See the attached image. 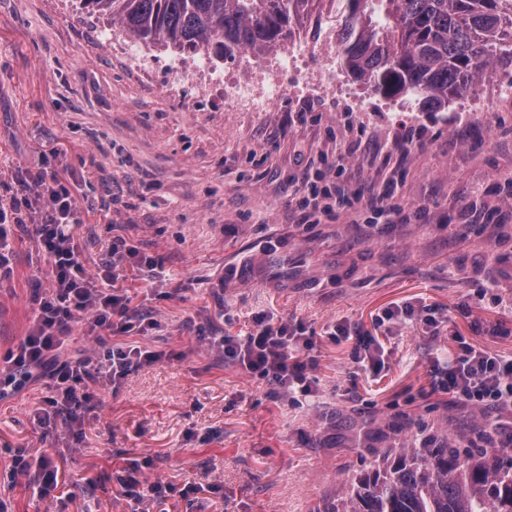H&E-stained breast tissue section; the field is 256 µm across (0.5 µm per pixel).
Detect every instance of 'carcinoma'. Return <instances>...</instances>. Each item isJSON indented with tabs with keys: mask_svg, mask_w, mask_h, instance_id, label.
<instances>
[{
	"mask_svg": "<svg viewBox=\"0 0 512 512\" xmlns=\"http://www.w3.org/2000/svg\"><path fill=\"white\" fill-rule=\"evenodd\" d=\"M137 41L226 61L264 54L315 0H82ZM346 73L388 99L437 111L467 94L488 63L512 67V0H342ZM314 512H512V463L490 448L424 436L381 450Z\"/></svg>",
	"mask_w": 512,
	"mask_h": 512,
	"instance_id": "carcinoma-1",
	"label": "carcinoma"
}]
</instances>
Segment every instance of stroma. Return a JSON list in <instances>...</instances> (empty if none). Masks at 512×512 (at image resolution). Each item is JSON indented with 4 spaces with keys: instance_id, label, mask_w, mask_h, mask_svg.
<instances>
[{
    "instance_id": "35a3bbf8",
    "label": "stroma",
    "mask_w": 512,
    "mask_h": 512,
    "mask_svg": "<svg viewBox=\"0 0 512 512\" xmlns=\"http://www.w3.org/2000/svg\"><path fill=\"white\" fill-rule=\"evenodd\" d=\"M336 17L305 14L268 59H210L140 43L80 0H0V205L20 172L47 169L72 189L88 273L124 237L163 263L125 267L119 284L169 351L118 391H95L76 431L47 418L44 381L0 399V501L9 512H158L123 496L118 470L151 460L175 489L206 473L219 492L173 497L170 512H312L375 452L420 434L469 446L486 415L433 391L456 337L512 358V69L491 66L447 110L375 95L344 71ZM288 65H280L281 57ZM276 83L272 110L238 112L224 75ZM340 179L363 200L393 186L421 217L369 225L355 209L303 224L306 176ZM287 269H280V262ZM0 283V356L32 325L52 286L30 227ZM413 305L437 321H383ZM260 312L315 333L316 398L292 403L246 376L204 336L247 332ZM343 321L375 337L385 375L330 339ZM48 456L67 499L11 477L18 449Z\"/></svg>"
}]
</instances>
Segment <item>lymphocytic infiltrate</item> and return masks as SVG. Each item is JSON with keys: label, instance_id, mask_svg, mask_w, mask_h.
I'll return each instance as SVG.
<instances>
[{"label": "lymphocytic infiltrate", "instance_id": "f902f5d3", "mask_svg": "<svg viewBox=\"0 0 512 512\" xmlns=\"http://www.w3.org/2000/svg\"><path fill=\"white\" fill-rule=\"evenodd\" d=\"M351 204L339 184H314L309 197L300 201L297 208L302 223L310 224L317 214ZM35 205L40 211L31 224L51 266L52 287L33 297L30 332L0 357V396L18 392L37 374H45L52 392L48 403L71 428L78 422L80 410L90 403L89 386L118 389L133 370L165 358L162 350L135 342H112L113 336L141 334L158 325L157 320L132 314L126 289L114 285L118 269L138 264L154 270L159 262L117 236L112 240L111 259L100 279L89 276L73 245L72 226L77 220L73 194L55 175L40 172L19 186L9 209L0 208V281L13 273L12 227L22 223L24 212ZM77 325L91 347L78 357L63 359L62 352L69 346L72 329ZM206 343L244 374L264 381L279 394L308 398L317 391L310 357L312 340L299 326L276 323L261 315L255 318L251 331L240 336H210ZM434 388L464 406L512 412V358L494 356L460 342L453 358L441 368ZM12 473L27 477L43 498L58 487L57 472L49 460L30 457L22 449L14 457Z\"/></svg>", "mask_w": 512, "mask_h": 512}]
</instances>
